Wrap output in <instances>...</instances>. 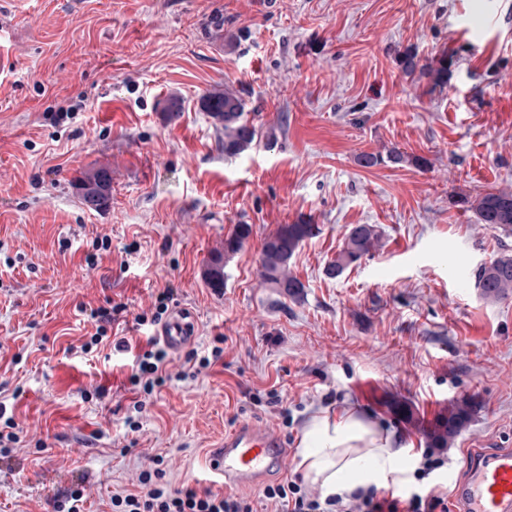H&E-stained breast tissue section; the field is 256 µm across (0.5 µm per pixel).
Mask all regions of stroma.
I'll return each instance as SVG.
<instances>
[{"mask_svg":"<svg viewBox=\"0 0 512 512\" xmlns=\"http://www.w3.org/2000/svg\"><path fill=\"white\" fill-rule=\"evenodd\" d=\"M407 50L453 57L447 86L405 76ZM0 56V402L20 438L0 452V512H55L76 489L83 512H112L147 454L172 488H208L211 445L244 417L279 432L288 478L320 409H361L412 449L471 397L452 480L472 449L512 446V298L472 278L512 236L453 203L512 188V0H0ZM214 90L261 130L242 154L201 107ZM393 148L428 168L357 163ZM101 166L112 205L93 211L76 184ZM301 221L318 232L290 262L292 298L259 257ZM238 224L252 234L214 290L204 270ZM353 224L380 245L328 276ZM167 288L196 338L138 412L128 377L156 328L135 318ZM120 303L82 353L93 312ZM217 345L211 367L189 362Z\"/></svg>","mask_w":512,"mask_h":512,"instance_id":"35a3bbf8","label":"stroma"}]
</instances>
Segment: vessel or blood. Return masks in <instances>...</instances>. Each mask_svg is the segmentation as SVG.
<instances>
[{"mask_svg":"<svg viewBox=\"0 0 512 512\" xmlns=\"http://www.w3.org/2000/svg\"><path fill=\"white\" fill-rule=\"evenodd\" d=\"M157 335L171 350H182L194 339L193 321L176 312ZM287 458L276 431L243 418L211 450L207 468L213 483L234 491L259 487L282 473ZM467 471L451 485L455 512H512V448L474 453Z\"/></svg>","mask_w":512,"mask_h":512,"instance_id":"b4317fda","label":"vessel or blood"}]
</instances>
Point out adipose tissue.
<instances>
[{"label": "adipose tissue", "instance_id": "1", "mask_svg": "<svg viewBox=\"0 0 512 512\" xmlns=\"http://www.w3.org/2000/svg\"><path fill=\"white\" fill-rule=\"evenodd\" d=\"M300 466L324 495L381 485L404 468L393 434L353 408L318 413L302 429Z\"/></svg>", "mask_w": 512, "mask_h": 512}]
</instances>
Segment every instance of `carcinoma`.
Segmentation results:
<instances>
[{
  "label": "carcinoma",
  "mask_w": 512,
  "mask_h": 512,
  "mask_svg": "<svg viewBox=\"0 0 512 512\" xmlns=\"http://www.w3.org/2000/svg\"><path fill=\"white\" fill-rule=\"evenodd\" d=\"M399 64L404 74L417 73L431 79L433 85L443 87L448 84L450 62L448 55L442 54L433 63H420L418 55L405 51L400 55ZM203 107L213 119L216 131L224 137V154L239 155L255 145L259 130L245 113L243 99L229 91H213L203 97ZM363 168L379 165L400 166L411 163L418 168H426L429 162L424 157L409 156L397 149L387 154L363 153L358 157ZM101 183L99 190L82 188L83 203L91 210L104 211L112 204V175L106 167H99L84 173L80 184L90 179ZM454 204L464 211H472L481 224H488L507 235H512V191L499 189L478 194L474 197L460 194ZM315 233L313 224H284L269 234L263 242L260 255V278L262 284L277 293L299 296L304 284L289 271V264L300 244ZM252 234L249 224H237L230 235L224 238V249L211 254L205 280L215 290L224 287V260L239 251ZM380 240L373 224H354L345 233L341 249L336 258L326 268L331 277L341 275L344 270L369 255ZM474 287L483 298L500 301L512 296V250L502 245L501 251L489 262L477 267L473 273ZM473 407L467 397H461L448 405V411L438 416L429 432L430 446L445 448L448 441L457 436L471 418Z\"/></svg>",
  "instance_id": "1"
}]
</instances>
